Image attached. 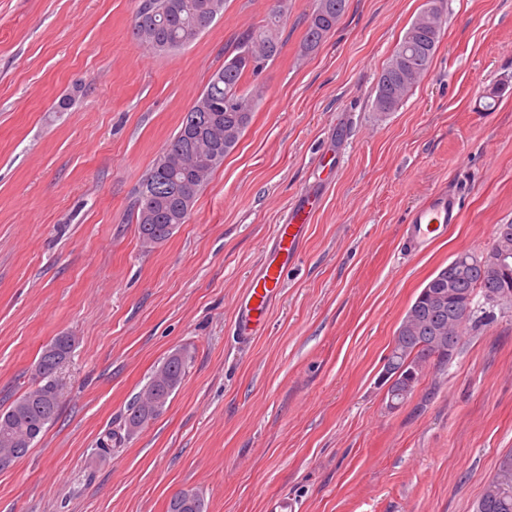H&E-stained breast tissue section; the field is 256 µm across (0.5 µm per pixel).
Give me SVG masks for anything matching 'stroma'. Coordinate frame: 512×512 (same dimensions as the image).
I'll list each match as a JSON object with an SVG mask.
<instances>
[{
    "mask_svg": "<svg viewBox=\"0 0 512 512\" xmlns=\"http://www.w3.org/2000/svg\"><path fill=\"white\" fill-rule=\"evenodd\" d=\"M315 0H288L281 48L242 87L264 98L188 221L143 250L135 192L210 76L277 0H226L189 46L132 38L137 0H0V408L55 336L58 419L0 471V512H474L512 450V305L476 312L448 368L387 406L384 366L426 280L512 223V0H444L429 71L399 108L378 77L427 0H348L303 46ZM326 186L295 267L250 346L239 297L275 228ZM445 188L461 221L419 252L414 205ZM177 349L166 411L129 404ZM117 437L111 452L99 442ZM188 365L189 356L182 350H176L164 360L130 405L125 419L127 434H134L166 410L171 396L184 381ZM146 393L153 400L144 401L142 396Z\"/></svg>",
    "mask_w": 512,
    "mask_h": 512,
    "instance_id": "obj_1",
    "label": "stroma"
}]
</instances>
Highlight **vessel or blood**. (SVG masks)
<instances>
[{"label":"vessel or blood","mask_w":512,"mask_h":512,"mask_svg":"<svg viewBox=\"0 0 512 512\" xmlns=\"http://www.w3.org/2000/svg\"><path fill=\"white\" fill-rule=\"evenodd\" d=\"M324 191L314 187L302 193L292 207L286 223L278 225L270 249V257L239 299L235 316V334L247 342L261 335L268 324L271 302L282 288L289 266L296 260L306 228L319 206ZM461 204L448 190L428 194L411 211L407 245L416 251L427 246L459 223Z\"/></svg>","instance_id":"vessel-or-blood-1"}]
</instances>
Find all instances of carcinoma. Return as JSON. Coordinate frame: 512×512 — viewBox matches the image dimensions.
I'll list each match as a JSON object with an SVG mask.
<instances>
[{
	"instance_id": "obj_1",
	"label": "carcinoma",
	"mask_w": 512,
	"mask_h": 512,
	"mask_svg": "<svg viewBox=\"0 0 512 512\" xmlns=\"http://www.w3.org/2000/svg\"><path fill=\"white\" fill-rule=\"evenodd\" d=\"M225 0H139L133 38L159 53L173 52L193 43L224 13ZM347 0H316L307 19L305 49L317 47L345 14ZM288 0L262 31L243 36L236 53L224 60L184 116L172 139L155 159L133 201L140 240L153 247L167 240L178 225L187 222L192 206L209 177L238 145L249 126L262 92H245L241 84L279 53V20ZM442 33L441 11L432 5L406 30L383 67L372 101V110L394 112L420 78L429 70ZM488 251L503 261H480V255L461 253L425 283L430 293L415 298L400 323L396 367L415 370L403 383L404 393L393 397L401 406L416 392L428 364L448 366V341L459 344V333L475 315L474 299L481 295L493 308L512 304V233L493 239ZM75 338L63 334L43 348L35 366V384L0 410V458L17 462L27 455L38 437L58 418L62 387L57 370L70 356ZM189 356L182 350L170 354L134 398L125 419L126 433L134 434L160 416L184 381ZM189 498L196 512H205L203 497L192 489L176 493L168 512H180L179 499ZM475 512H512V452L504 454L492 479L476 503Z\"/></svg>"
}]
</instances>
